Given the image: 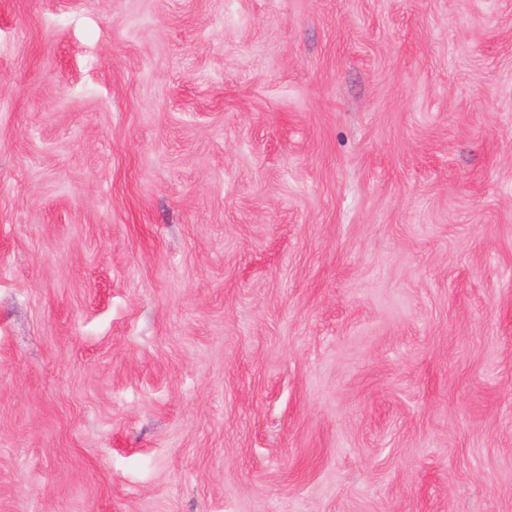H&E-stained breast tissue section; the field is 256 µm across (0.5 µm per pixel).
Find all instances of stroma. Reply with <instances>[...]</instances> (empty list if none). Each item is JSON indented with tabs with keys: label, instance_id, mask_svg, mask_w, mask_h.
I'll return each instance as SVG.
<instances>
[{
	"label": "stroma",
	"instance_id": "35a3bbf8",
	"mask_svg": "<svg viewBox=\"0 0 512 512\" xmlns=\"http://www.w3.org/2000/svg\"><path fill=\"white\" fill-rule=\"evenodd\" d=\"M0 512H512V0H0Z\"/></svg>",
	"mask_w": 512,
	"mask_h": 512
}]
</instances>
